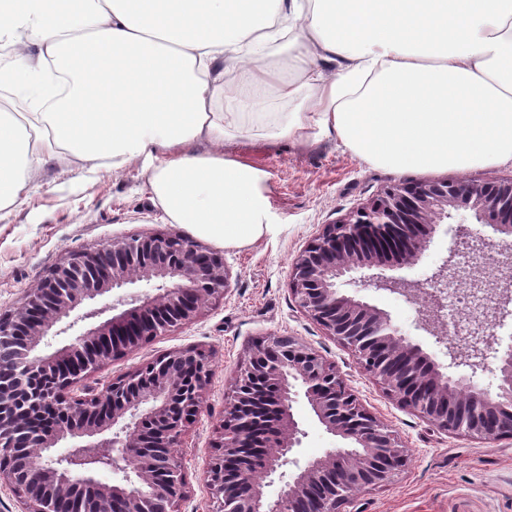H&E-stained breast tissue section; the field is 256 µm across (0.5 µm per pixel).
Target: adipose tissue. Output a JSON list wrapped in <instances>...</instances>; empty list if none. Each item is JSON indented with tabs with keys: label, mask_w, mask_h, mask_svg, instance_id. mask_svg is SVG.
Listing matches in <instances>:
<instances>
[{
	"label": "adipose tissue",
	"mask_w": 512,
	"mask_h": 512,
	"mask_svg": "<svg viewBox=\"0 0 512 512\" xmlns=\"http://www.w3.org/2000/svg\"><path fill=\"white\" fill-rule=\"evenodd\" d=\"M0 43L37 47L34 107L0 114V209L24 169L151 161L170 223L227 249L270 234L264 170L224 147L267 125L338 138L397 172L512 162V0H0ZM278 42L281 76L264 48ZM343 59L333 76L320 61ZM290 112H244L268 93ZM204 141L203 153L190 144Z\"/></svg>",
	"instance_id": "1"
}]
</instances>
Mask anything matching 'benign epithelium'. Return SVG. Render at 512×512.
Returning <instances> with one entry per match:
<instances>
[{"instance_id":"obj_1","label":"benign epithelium","mask_w":512,"mask_h":512,"mask_svg":"<svg viewBox=\"0 0 512 512\" xmlns=\"http://www.w3.org/2000/svg\"><path fill=\"white\" fill-rule=\"evenodd\" d=\"M512 242V181L401 183L348 219L326 224L295 259L290 290L297 305L356 357L385 393L437 429L487 443L512 439V342L490 331L503 317L492 307L484 237L458 224L455 250L426 279L409 283L381 272L391 251L408 264L419 260L437 226L460 208ZM352 273L360 281L421 304L418 327L442 342L447 335L448 286L460 283L480 297L469 312V335L448 352L452 364L475 374L495 360L496 388L462 383L442 370L378 308L342 291ZM146 282L153 295L130 294L127 309L46 353L47 338L72 313L115 289ZM229 287L224 263L177 233L133 236L96 252H74L31 292L22 311L0 316V457H24L14 470L0 467V486L11 489L23 512H53L67 497L74 512H176L186 481L174 449L203 412L209 359L178 350L120 376L100 392L75 398L71 389L107 361L192 321L204 304ZM465 387L469 418L437 412L436 404ZM304 396L319 423L341 439L292 473L286 467L304 432L293 403ZM499 416L487 429L482 418ZM64 440L68 450L51 449ZM221 453L206 471L219 502L216 512H347L351 496L391 485L406 461L395 433L368 412L335 366L305 344L268 336L252 346L232 384ZM117 482L96 478L101 470ZM281 487L266 496L267 481Z\"/></svg>"}]
</instances>
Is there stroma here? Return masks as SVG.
Returning a JSON list of instances; mask_svg holds the SVG:
<instances>
[{"label":"stroma","mask_w":512,"mask_h":512,"mask_svg":"<svg viewBox=\"0 0 512 512\" xmlns=\"http://www.w3.org/2000/svg\"><path fill=\"white\" fill-rule=\"evenodd\" d=\"M227 149L267 172L272 233L242 249L211 245L229 274L226 292L210 300L191 322L113 358L85 384L76 385L73 395L84 396L89 386L104 389L112 379L165 353L204 351L211 365L205 409L189 426L176 455L186 476V496L178 512H206L211 493L205 471L219 452L232 382L245 353L264 337L290 336L333 364L359 402L394 430L408 450L407 464L394 482L356 493L350 512H512V439L487 444L437 431L364 373L351 351L297 306L289 286L294 259L324 225L348 218L392 186L461 179L510 181L512 163L475 165L462 173L395 172L359 158L336 138L306 150L260 137L230 143ZM146 168L143 161L117 173L75 160L32 166L22 203L0 210V314L19 311L27 295L73 252H92L134 235H189V228L166 220L150 191ZM450 244V234L438 227L419 261L390 268V276L425 281L447 256ZM348 291L387 312L435 362L447 366L450 375H466V368L450 366L445 345L418 328V304L371 286L352 285ZM294 414L304 432L296 450L299 461L340 446V439L326 432L305 398H298Z\"/></svg>","instance_id":"35a3bbf8"}]
</instances>
